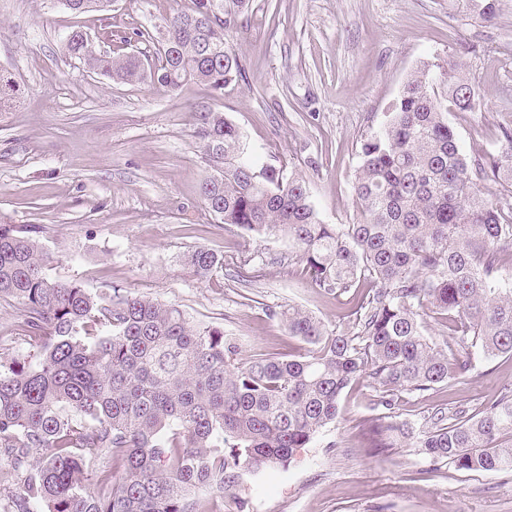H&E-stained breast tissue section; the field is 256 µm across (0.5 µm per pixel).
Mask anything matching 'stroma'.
<instances>
[{"label": "stroma", "mask_w": 512, "mask_h": 512, "mask_svg": "<svg viewBox=\"0 0 512 512\" xmlns=\"http://www.w3.org/2000/svg\"><path fill=\"white\" fill-rule=\"evenodd\" d=\"M192 0H112L75 13L64 0H0V73L18 93L0 109V219L34 225L52 277L90 291L136 292L179 306L189 321L238 336L243 355L296 354L300 343L270 318L295 305L329 327L347 322V297L309 279L280 235H247L205 207L211 176L193 132L209 105L244 135L256 166H286L306 183L319 219L357 217L353 182L364 137L377 130L406 79L426 62L455 59L481 107L452 112L466 157L494 152L512 127V0L484 21L467 0H249L230 41L245 76L214 96L189 82L167 91L113 81L64 54L79 29L96 49L152 56L138 32L161 35ZM206 247L247 259L201 279L184 265ZM512 385V357L482 361L466 378L402 395L393 422L418 423L442 405L475 413ZM365 381L287 469L243 476L224 512H512V474L431 466L407 448L373 447L383 411Z\"/></svg>", "instance_id": "1"}]
</instances>
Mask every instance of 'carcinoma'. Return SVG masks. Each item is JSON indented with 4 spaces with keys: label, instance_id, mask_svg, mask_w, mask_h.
Segmentation results:
<instances>
[{
    "label": "carcinoma",
    "instance_id": "1",
    "mask_svg": "<svg viewBox=\"0 0 512 512\" xmlns=\"http://www.w3.org/2000/svg\"><path fill=\"white\" fill-rule=\"evenodd\" d=\"M110 2L65 0L79 13ZM496 2L471 0L486 21ZM193 4L164 20L151 65L91 50L81 31L63 50L112 80L168 91L196 81L222 95L244 73L226 39L244 0ZM470 88L455 60L410 75L360 145L353 224L322 223L302 177L256 168L239 127L197 109L194 137L213 171L201 186L207 209L246 233L288 236L317 287L351 294L353 319L341 328L298 307L271 311L305 344L297 355L245 359L237 337L190 323L174 305L56 279L35 227L0 224V300L16 306L39 346L32 360L0 361V461L20 480L0 490V512H219L243 475L287 467L336 420L358 379L392 410L403 392L512 357V269L500 258L512 248V129L497 153L468 159L448 113L480 108ZM489 177L504 188L501 205L481 187ZM224 262L205 247L185 256L202 279ZM434 313L459 323L452 355L424 334L423 316ZM377 429L378 448L512 473L511 389L479 414L437 408L417 428Z\"/></svg>",
    "mask_w": 512,
    "mask_h": 512
}]
</instances>
